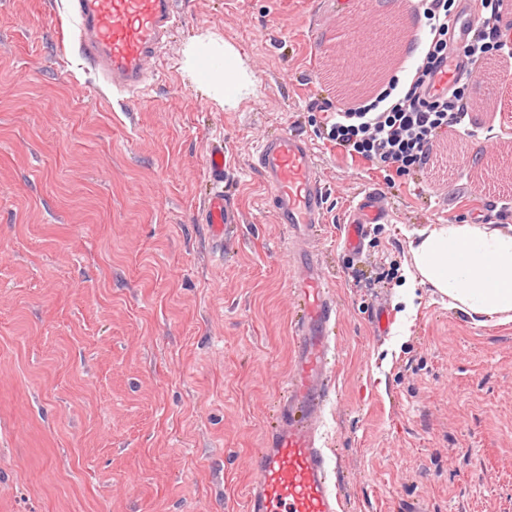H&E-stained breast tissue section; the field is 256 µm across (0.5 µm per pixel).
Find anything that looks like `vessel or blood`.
Returning a JSON list of instances; mask_svg holds the SVG:
<instances>
[{
	"mask_svg": "<svg viewBox=\"0 0 512 512\" xmlns=\"http://www.w3.org/2000/svg\"><path fill=\"white\" fill-rule=\"evenodd\" d=\"M72 13L74 43L98 79L111 86L114 95L146 97L152 78L149 64L176 27L174 0H73ZM224 163V142L218 139L207 154L211 188L201 212L218 239L237 221L235 207L224 198ZM256 163L280 223L310 237L325 208L310 143L281 131L261 141ZM388 219L379 191L365 192L343 227L345 249L360 251L367 225ZM295 288L302 315L295 325L297 346L287 398L251 461L254 479L246 493L245 512H339L320 437L334 361L331 331L336 305L312 261L303 263Z\"/></svg>",
	"mask_w": 512,
	"mask_h": 512,
	"instance_id": "1",
	"label": "vessel or blood"
}]
</instances>
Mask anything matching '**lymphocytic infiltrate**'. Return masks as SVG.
Segmentation results:
<instances>
[{"label": "lymphocytic infiltrate", "mask_w": 512, "mask_h": 512, "mask_svg": "<svg viewBox=\"0 0 512 512\" xmlns=\"http://www.w3.org/2000/svg\"><path fill=\"white\" fill-rule=\"evenodd\" d=\"M502 2L480 0V23L460 44L454 27L462 14L457 0H420L425 54L408 89L400 90L398 77H382L367 91L341 99L324 118V139L349 157L378 165L390 183L428 165L440 132L462 130L470 107L469 79L454 77L442 95L434 91L435 80L450 54L477 65L503 50Z\"/></svg>", "instance_id": "obj_1"}]
</instances>
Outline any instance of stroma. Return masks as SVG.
I'll return each instance as SVG.
<instances>
[{
    "label": "stroma",
    "instance_id": "1",
    "mask_svg": "<svg viewBox=\"0 0 512 512\" xmlns=\"http://www.w3.org/2000/svg\"><path fill=\"white\" fill-rule=\"evenodd\" d=\"M67 2L0 0V512H244L306 253L337 306L320 433L341 512H512V320L402 295L419 231L512 227V60L467 89L469 135L390 187L321 135L326 53L358 16L386 28L388 0H177L147 98L124 102L74 49ZM210 40L253 76L235 104L186 64ZM284 129L326 197L304 244L254 160ZM218 138L239 215L220 244L200 216ZM371 187L392 218L357 255L343 224Z\"/></svg>",
    "mask_w": 512,
    "mask_h": 512
}]
</instances>
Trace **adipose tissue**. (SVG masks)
<instances>
[{
  "label": "adipose tissue",
  "instance_id": "adipose-tissue-1",
  "mask_svg": "<svg viewBox=\"0 0 512 512\" xmlns=\"http://www.w3.org/2000/svg\"><path fill=\"white\" fill-rule=\"evenodd\" d=\"M222 57L224 64L206 78L225 103L238 100L250 80L238 53L216 43L192 47L188 62ZM410 254L420 284L446 295L449 304L471 318H512V232L477 224H442L419 232Z\"/></svg>",
  "mask_w": 512,
  "mask_h": 512
}]
</instances>
